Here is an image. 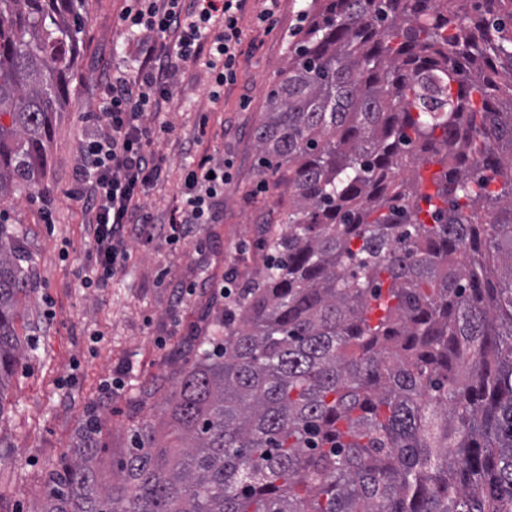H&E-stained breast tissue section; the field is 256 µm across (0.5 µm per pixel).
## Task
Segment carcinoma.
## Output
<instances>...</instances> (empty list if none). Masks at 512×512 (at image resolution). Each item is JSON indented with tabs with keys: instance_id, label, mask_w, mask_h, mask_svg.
Here are the masks:
<instances>
[{
	"instance_id": "cac0c4a2",
	"label": "carcinoma",
	"mask_w": 512,
	"mask_h": 512,
	"mask_svg": "<svg viewBox=\"0 0 512 512\" xmlns=\"http://www.w3.org/2000/svg\"><path fill=\"white\" fill-rule=\"evenodd\" d=\"M87 14L0 0V199L44 178ZM254 138L288 230L169 397L180 444L133 430L114 483L91 415L37 512H512V0H315Z\"/></svg>"
}]
</instances>
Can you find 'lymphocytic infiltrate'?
Listing matches in <instances>:
<instances>
[{"instance_id": "f902f5d3", "label": "lymphocytic infiltrate", "mask_w": 512, "mask_h": 512, "mask_svg": "<svg viewBox=\"0 0 512 512\" xmlns=\"http://www.w3.org/2000/svg\"><path fill=\"white\" fill-rule=\"evenodd\" d=\"M248 0H129L120 24L138 35L141 54L137 76L123 72L103 77L104 122L79 148V164L67 197L92 215L94 267L84 274L86 286L107 287L130 258L128 238L150 241L156 226L140 205L150 188L165 175L164 157L154 148L156 128L146 113L160 114L184 70L204 65L214 92L238 80L239 26ZM230 174L208 159L192 162L182 179L181 206L168 227L177 243L199 234L212 223L215 202Z\"/></svg>"}]
</instances>
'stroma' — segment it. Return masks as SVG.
<instances>
[{
	"label": "stroma",
	"mask_w": 512,
	"mask_h": 512,
	"mask_svg": "<svg viewBox=\"0 0 512 512\" xmlns=\"http://www.w3.org/2000/svg\"><path fill=\"white\" fill-rule=\"evenodd\" d=\"M126 6L127 0H89L71 75L72 103L53 118L45 177L0 200V219L25 233L23 268L33 288L26 300L29 356L0 403V512H31L47 474L80 443L91 414L104 423L97 437L100 467L118 479L117 461L133 429L145 421L166 426L168 396L194 361L199 337L224 314L214 284L230 271L240 286L262 270L267 254L260 242L268 228H280L288 210L284 188L258 187L263 174L253 133L313 0H279L270 29L259 21L264 0H250L239 21L244 38L237 83L216 100L207 69L187 68L166 104L170 129L155 141L168 175L144 205L158 224L169 223L181 205L191 157L230 164L217 220L200 231L203 247L176 245L162 235L148 243L132 239L129 261L107 287H83L77 271L91 263V216L64 193L82 140L97 130L86 117L99 110L100 76L136 48L120 25ZM176 284L190 288V295L177 298ZM108 380L114 386L107 403L101 385Z\"/></svg>",
	"instance_id": "35a3bbf8"
}]
</instances>
